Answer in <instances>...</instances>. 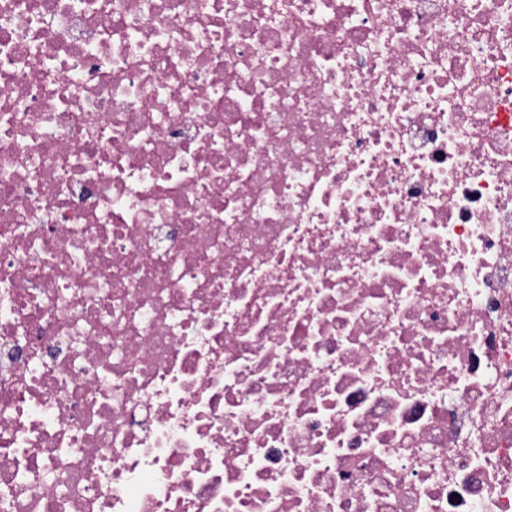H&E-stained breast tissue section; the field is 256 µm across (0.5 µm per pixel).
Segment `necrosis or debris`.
I'll return each instance as SVG.
<instances>
[{"label":"necrosis or debris","mask_w":512,"mask_h":512,"mask_svg":"<svg viewBox=\"0 0 512 512\" xmlns=\"http://www.w3.org/2000/svg\"><path fill=\"white\" fill-rule=\"evenodd\" d=\"M0 512H512V0H0Z\"/></svg>","instance_id":"4bbe7bcc"}]
</instances>
